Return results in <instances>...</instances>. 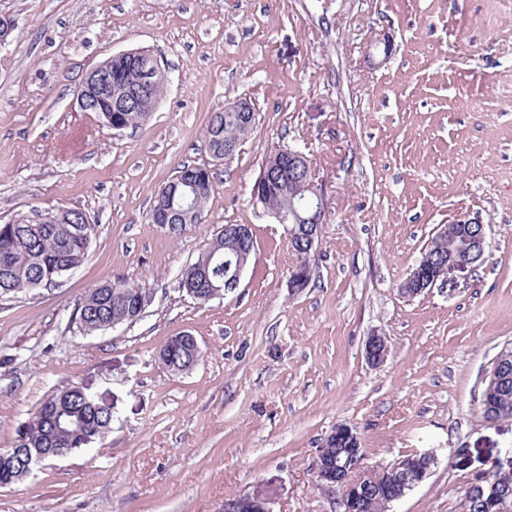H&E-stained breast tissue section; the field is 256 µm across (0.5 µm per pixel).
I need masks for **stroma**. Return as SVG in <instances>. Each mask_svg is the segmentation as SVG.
<instances>
[{
  "label": "stroma",
  "mask_w": 512,
  "mask_h": 512,
  "mask_svg": "<svg viewBox=\"0 0 512 512\" xmlns=\"http://www.w3.org/2000/svg\"><path fill=\"white\" fill-rule=\"evenodd\" d=\"M0 224L60 209L94 228L54 287L0 297V450L53 391L78 384L112 409L93 451L0 489V512H333L313 470L336 425L367 466L418 450L427 478L394 512H460L475 476L512 459V420L484 418L481 374L512 346V0H0ZM143 49L166 75L143 124L80 111L85 74ZM250 99L259 122L230 162L210 112ZM297 147L328 204L312 280L252 196L265 160ZM208 165L206 220L152 223L182 165ZM487 227L484 261L414 298L401 284L457 212ZM224 224L255 253L239 287L198 304L181 270ZM106 281L148 288L135 324L92 335L70 317ZM196 337L186 373L158 352ZM385 336L386 362L365 356Z\"/></svg>",
  "instance_id": "obj_1"
}]
</instances>
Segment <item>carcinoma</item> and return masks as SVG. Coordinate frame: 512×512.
I'll return each mask as SVG.
<instances>
[{"label":"carcinoma","mask_w":512,"mask_h":512,"mask_svg":"<svg viewBox=\"0 0 512 512\" xmlns=\"http://www.w3.org/2000/svg\"><path fill=\"white\" fill-rule=\"evenodd\" d=\"M112 69V90L123 93L140 78L139 65L127 58L114 57L109 62ZM148 112H110L112 126L123 130L135 127L149 118ZM247 113L221 108L210 113L206 126L207 148L217 161L224 160V145H235L240 151L252 128L246 127ZM285 150L271 154L262 165L264 177L262 196L256 201L271 213L288 210V185L281 180L280 172ZM214 190L208 183L198 195L184 197L177 193L158 198L166 199L170 207L179 210L191 208L196 213V223L205 221V207ZM464 226L452 225L447 231L433 235L428 250L435 263L443 268L465 244ZM92 226L89 224H55L48 214H36L12 224H0V295L14 294L38 288L57 280L78 268L85 260L91 242ZM254 252L219 230L192 264L179 278V287L200 304L210 302L207 289L198 287L196 269H204L216 285L224 284L229 267L243 260L251 262ZM146 289L122 282H105L89 289L77 301L71 324L78 332L91 335L112 327L121 320L133 323L141 319L139 295ZM161 351L167 352L173 363H181L200 355L189 342L178 345L166 343ZM481 398L487 410L499 416L512 418V376L493 387L483 385ZM112 416L109 408L95 401L83 388L72 384L50 394L39 406L19 436V447L42 461L55 460L58 455H69L76 450H88L109 431ZM25 478L16 459L0 451V488L9 487ZM498 497L504 507L500 512H512V473L490 486L478 488L472 483L460 501V512H490L488 500Z\"/></svg>","instance_id":"cac0c4a2"}]
</instances>
